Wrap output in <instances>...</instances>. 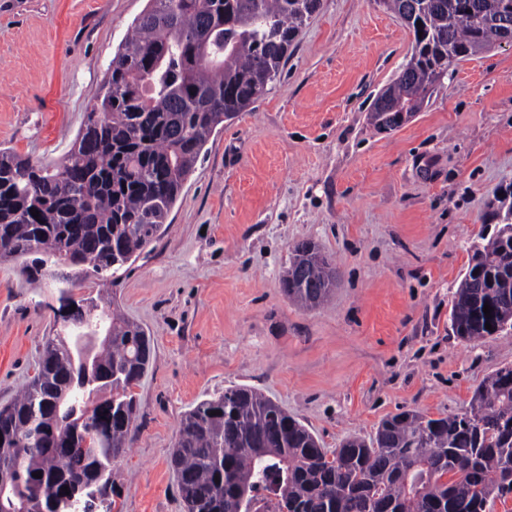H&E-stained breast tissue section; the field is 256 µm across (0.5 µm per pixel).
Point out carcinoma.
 Masks as SVG:
<instances>
[{
	"label": "carcinoma",
	"instance_id": "cac0c4a2",
	"mask_svg": "<svg viewBox=\"0 0 512 512\" xmlns=\"http://www.w3.org/2000/svg\"><path fill=\"white\" fill-rule=\"evenodd\" d=\"M383 4L412 33L414 52L383 92L386 104L369 113L378 130L392 113L419 111L449 63L504 40L502 19L512 13V0ZM320 5L148 0L64 159L36 165L0 149V261L30 277L79 266L83 277L106 280L136 260L163 233L210 137L280 80ZM498 203V224L470 244L454 293L451 328L463 341L512 329V204ZM334 271L314 243L299 242L282 291L315 308L336 288ZM58 283L85 315L56 318L61 328L37 372L0 409V473L13 481L0 512H44L64 487L107 486L132 442L133 387L149 365L150 337L110 311L112 301L75 298L71 276ZM168 464L186 512H258L262 492L274 512H491L512 497V366L484 378L462 414L405 410L333 451L256 389L231 386L182 415Z\"/></svg>",
	"mask_w": 512,
	"mask_h": 512
}]
</instances>
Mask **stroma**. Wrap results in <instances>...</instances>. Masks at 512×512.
<instances>
[{
	"instance_id": "1",
	"label": "stroma",
	"mask_w": 512,
	"mask_h": 512,
	"mask_svg": "<svg viewBox=\"0 0 512 512\" xmlns=\"http://www.w3.org/2000/svg\"><path fill=\"white\" fill-rule=\"evenodd\" d=\"M147 2L0 0V148L63 158ZM412 46L378 0H321L280 83L212 135L162 236L115 283L79 279L76 296L112 299L152 338L113 512H186L168 467L179 422L227 387L256 388L333 449L405 409L465 412L512 365V330L466 342L450 327L486 206L512 186V43L377 130L373 100ZM300 240L340 272L314 309L280 288ZM57 298L51 277L0 262V408L55 335Z\"/></svg>"
}]
</instances>
